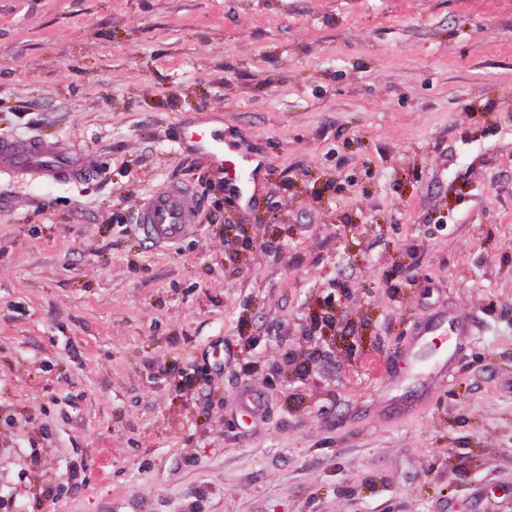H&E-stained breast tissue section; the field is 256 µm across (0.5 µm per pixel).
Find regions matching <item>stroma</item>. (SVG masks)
<instances>
[{"label": "stroma", "mask_w": 512, "mask_h": 512, "mask_svg": "<svg viewBox=\"0 0 512 512\" xmlns=\"http://www.w3.org/2000/svg\"><path fill=\"white\" fill-rule=\"evenodd\" d=\"M31 136L94 174L0 176V512H512V0H0ZM440 309L471 336L417 343ZM184 138L208 165L224 172L225 192L236 194L248 205L256 200L265 168L258 156L243 149L236 135L200 122L188 129ZM202 212L203 204L192 187L175 181L140 202L137 224L144 240L155 247H167L194 234Z\"/></svg>", "instance_id": "1"}]
</instances>
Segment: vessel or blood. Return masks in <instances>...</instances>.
I'll return each instance as SVG.
<instances>
[{
  "label": "vessel or blood",
  "mask_w": 512,
  "mask_h": 512,
  "mask_svg": "<svg viewBox=\"0 0 512 512\" xmlns=\"http://www.w3.org/2000/svg\"><path fill=\"white\" fill-rule=\"evenodd\" d=\"M184 137L210 166L223 171L225 191L253 203L265 168L261 159L244 150L232 132L201 122ZM0 171L20 182L61 183L82 180L89 170L83 156L65 139L0 140ZM203 204L192 187L175 181L164 185L139 204V231L156 247L178 244L195 233Z\"/></svg>",
  "instance_id": "b4317fda"
}]
</instances>
